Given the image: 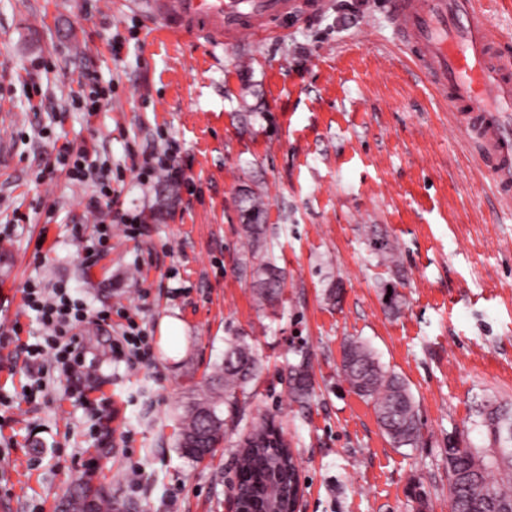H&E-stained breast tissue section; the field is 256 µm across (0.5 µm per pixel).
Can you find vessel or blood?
Listing matches in <instances>:
<instances>
[{"instance_id": "1", "label": "vessel or blood", "mask_w": 512, "mask_h": 512, "mask_svg": "<svg viewBox=\"0 0 512 512\" xmlns=\"http://www.w3.org/2000/svg\"><path fill=\"white\" fill-rule=\"evenodd\" d=\"M323 0H145L148 21L212 48L244 34L262 39L276 21ZM393 24L418 70L448 104L496 192L512 200V56L503 53L475 0H391Z\"/></svg>"}]
</instances>
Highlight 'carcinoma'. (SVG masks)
<instances>
[{"label": "carcinoma", "mask_w": 512, "mask_h": 512, "mask_svg": "<svg viewBox=\"0 0 512 512\" xmlns=\"http://www.w3.org/2000/svg\"><path fill=\"white\" fill-rule=\"evenodd\" d=\"M242 232L251 241L254 252L267 250L262 224L265 203L250 190L239 199ZM255 294L259 302L278 298L281 271L265 262L251 268ZM384 307L396 312L401 295L396 285L385 282ZM340 370L351 390L373 403L379 425L398 447L417 446L421 421L415 399L405 381L387 370L373 349L358 339L342 345ZM258 371L253 346L243 337L226 343L224 360L214 365L201 383L203 393L194 394L181 407L175 448L183 457L201 462L215 452L224 440L228 424L239 417V396L245 394ZM288 383L295 399L304 402L312 391L310 363L305 354L288 364ZM483 424L492 437L491 448H459L448 445V495L452 512H512V409L491 406L484 412ZM238 484L236 493L241 507L248 512L267 509V492L273 483L290 489L299 480V472L288 444L271 420L253 425L238 444ZM89 506V512H112V498L103 486L94 487L81 480L63 497L61 507Z\"/></svg>", "instance_id": "cac0c4a2"}]
</instances>
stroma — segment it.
Listing matches in <instances>:
<instances>
[{
	"instance_id": "1",
	"label": "stroma",
	"mask_w": 512,
	"mask_h": 512,
	"mask_svg": "<svg viewBox=\"0 0 512 512\" xmlns=\"http://www.w3.org/2000/svg\"><path fill=\"white\" fill-rule=\"evenodd\" d=\"M387 2L325 0L269 41L213 51L152 29L126 0H0V333L22 325L21 345L0 348V394L15 400L0 422V512H56L80 477L105 485L116 512H226L237 444L264 416L294 451L297 512H450L449 435L486 446L482 411L512 407V206ZM87 70L112 89L93 116L71 105L92 91L79 81ZM66 143L108 176L113 212L139 215L135 238L116 226L111 250H89L97 179L37 181ZM172 143L184 176L162 209L164 178L143 158ZM242 188L266 203L267 253L251 254L241 233ZM375 230L392 263L370 251ZM247 260L281 270L277 301L256 302ZM395 277L404 305L392 315L379 285ZM34 279L113 316L79 328L86 370L47 375L30 401L22 345L42 330L22 290ZM131 322L147 356L120 361L112 345ZM233 336L254 346L260 372L236 433L189 461L174 446L176 415ZM348 338L407 383L419 447H393L350 390ZM299 348L315 381L303 403L286 371ZM73 385L106 398V418L70 399Z\"/></svg>"
}]
</instances>
